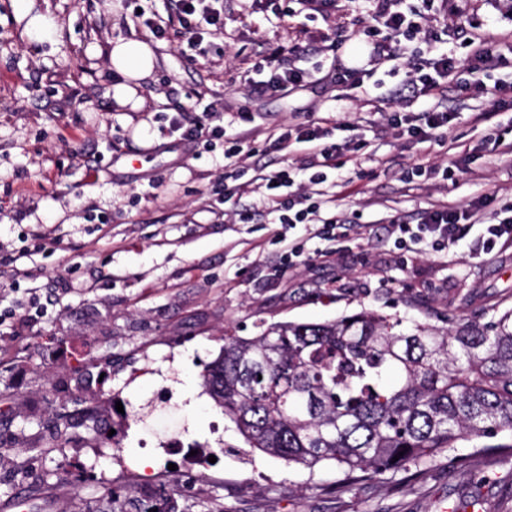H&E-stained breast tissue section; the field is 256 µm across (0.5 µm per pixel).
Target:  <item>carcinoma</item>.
<instances>
[{
    "label": "carcinoma",
    "mask_w": 512,
    "mask_h": 512,
    "mask_svg": "<svg viewBox=\"0 0 512 512\" xmlns=\"http://www.w3.org/2000/svg\"><path fill=\"white\" fill-rule=\"evenodd\" d=\"M200 377L250 452L355 482L468 446L512 449V309L448 327L373 307L224 337ZM103 444L110 426L92 412ZM398 461H393V458Z\"/></svg>",
    "instance_id": "1"
}]
</instances>
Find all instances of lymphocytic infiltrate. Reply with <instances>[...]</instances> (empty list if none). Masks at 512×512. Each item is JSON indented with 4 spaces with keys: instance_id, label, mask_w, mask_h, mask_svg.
Masks as SVG:
<instances>
[{
    "instance_id": "f902f5d3",
    "label": "lymphocytic infiltrate",
    "mask_w": 512,
    "mask_h": 512,
    "mask_svg": "<svg viewBox=\"0 0 512 512\" xmlns=\"http://www.w3.org/2000/svg\"><path fill=\"white\" fill-rule=\"evenodd\" d=\"M219 0H175L177 28H169L153 17L143 18V25L154 39L175 37L185 43L192 60L207 58L202 47L204 35H217L224 31V10ZM273 14L280 18L296 20V33H306L307 22L323 19L330 21L336 0H266ZM368 22L367 36L369 60L364 65H349L335 55V44L318 40L315 46H278L269 50L255 63L252 85L257 92L278 94L289 92L307 84L329 80L340 88L363 89L368 104H391L402 95L410 98H427L421 110L399 108L392 114V125L400 135L421 143L445 140L447 131L458 116L457 110L448 107L444 94L448 84L461 71H468L470 83L461 85L462 94L478 90L488 97L492 105L487 110L474 111L473 122L488 120L491 112L512 110V79L499 78L504 59L502 50L512 51V37L485 31L471 38L467 56L461 57L451 49H437L436 33L430 27L438 8L436 0H361ZM422 37L429 48L419 61L406 59L409 42ZM321 55V63L305 67L309 53ZM400 77L399 85L385 88V77ZM221 101L214 100L202 107V114L189 121L182 115H173L170 132L180 139L194 143L224 142V176L237 175L238 158L243 151L242 142L229 138L220 126L210 125L209 119L223 111ZM334 129L328 121H310L281 128L277 140L282 144L300 145L306 158L303 169L283 165L279 169L261 174L266 190L264 206L273 215L275 223L292 228L308 223L320 213L324 201L320 195H303L293 192L297 174H304L309 185L317 186L328 179L331 171L338 169L342 158L350 152V143L333 141ZM397 231L401 242L417 245L430 242L433 246H447L474 235L478 250H493L501 238L512 239V214L483 223L479 204L465 207L452 204L428 210L419 224H401Z\"/></svg>"
}]
</instances>
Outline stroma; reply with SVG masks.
Listing matches in <instances>:
<instances>
[{
    "instance_id": "35a3bbf8",
    "label": "stroma",
    "mask_w": 512,
    "mask_h": 512,
    "mask_svg": "<svg viewBox=\"0 0 512 512\" xmlns=\"http://www.w3.org/2000/svg\"><path fill=\"white\" fill-rule=\"evenodd\" d=\"M136 0H34L55 32L30 40L18 0H0V274L24 270L0 309H21L28 289L52 298L27 332L0 331V512H107L108 489L127 512L152 489L190 473L176 512H512V453L472 452L466 464L441 453L421 465L375 473L347 486L334 467L308 471L248 453L205 393L200 373L224 334L253 336L279 322L320 323L361 306L444 326L512 308V241L472 255V238L442 252L397 249L392 217L418 223L432 206L484 199L485 218L512 204V154L492 155L488 134L507 131L512 112L473 125L461 114L447 143L416 144L361 108L357 90L311 84L287 95L249 82L268 48L285 44L287 22L260 0H224V33L208 62L191 63L177 39L154 40ZM512 35L505 0H445L437 32L466 55L456 24ZM148 42L151 76L140 110L109 89L117 38ZM219 100L227 136H245L240 165H301L298 146L273 130L331 119L336 140H363L323 187L319 219L290 229L320 257L291 264L263 205V187L224 196V145L204 149L167 132L196 97ZM467 169L456 180L407 181L417 163L444 168L455 147ZM255 210L252 223L235 212ZM346 233L319 238L322 221ZM55 238L40 250L35 232ZM109 420L116 445L88 427L56 425L61 411ZM180 439L183 450L170 447Z\"/></svg>"
}]
</instances>
